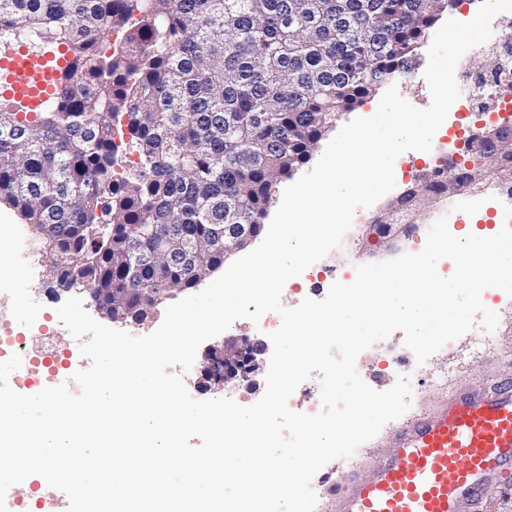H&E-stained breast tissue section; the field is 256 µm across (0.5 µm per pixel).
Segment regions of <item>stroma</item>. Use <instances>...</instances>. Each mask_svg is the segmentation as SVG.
<instances>
[{"label": "stroma", "instance_id": "stroma-1", "mask_svg": "<svg viewBox=\"0 0 512 512\" xmlns=\"http://www.w3.org/2000/svg\"><path fill=\"white\" fill-rule=\"evenodd\" d=\"M512 37V12L497 15L492 21V36L484 44L470 49L461 59L455 73L459 90H466L479 74L482 61L494 53L501 40ZM419 66L410 73L393 77L401 98L413 106L424 109L431 103V95L424 78V65L428 61V49L420 47ZM454 141L447 126H440L433 137L431 153L407 151L394 163L395 192H402L408 185L406 169L419 172L424 168L428 156L440 157L451 152ZM386 200H378L366 210V223L351 227L345 234V244L329 253L327 262L358 266L396 258L411 252L414 241L424 238L438 218H446L453 235L468 234L471 225H485L490 213L496 208L494 198L471 203L463 195L437 201L429 205L419 219V228L412 236L404 238L397 250L387 249L382 243L367 235L366 224L379 217L386 207ZM28 250L20 254L13 267L0 269V286L10 291L8 308L16 321L17 332L22 333L30 344H39L41 331L46 327H58V308L65 303V296L55 295L50 290L44 273V258L34 240H27ZM493 308L499 315L494 332L493 349L478 352L472 347L470 335L457 338L453 349H440L425 363H418L413 352L404 343L403 332L396 331L386 339L376 342L357 358L356 367L360 377L377 391L390 389L394 381L392 374L382 371L379 360L390 354L398 359L397 371L409 374L412 384L411 412L430 407L444 393L457 388H479L489 386L500 379L512 378V297L492 295ZM397 422L387 423L372 439L362 444L347 458L328 463L327 468L338 477H345L348 471H356L359 477H368L376 459L373 449L388 445L389 437L397 429Z\"/></svg>", "mask_w": 512, "mask_h": 512}]
</instances>
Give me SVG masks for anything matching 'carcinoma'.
Returning <instances> with one entry per match:
<instances>
[{"instance_id": "carcinoma-1", "label": "carcinoma", "mask_w": 512, "mask_h": 512, "mask_svg": "<svg viewBox=\"0 0 512 512\" xmlns=\"http://www.w3.org/2000/svg\"><path fill=\"white\" fill-rule=\"evenodd\" d=\"M448 0H0V53L65 46L33 116L0 97V202L36 230L50 283L110 288L114 318L195 287L259 236L277 185L387 79ZM119 31L123 39L106 46ZM138 148L126 170L125 142ZM469 179L512 178V141ZM429 201L413 192L406 215Z\"/></svg>"}]
</instances>
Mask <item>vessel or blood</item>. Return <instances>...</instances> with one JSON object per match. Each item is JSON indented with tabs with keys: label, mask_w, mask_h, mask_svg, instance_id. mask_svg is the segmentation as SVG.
<instances>
[{
	"label": "vessel or blood",
	"mask_w": 512,
	"mask_h": 512,
	"mask_svg": "<svg viewBox=\"0 0 512 512\" xmlns=\"http://www.w3.org/2000/svg\"><path fill=\"white\" fill-rule=\"evenodd\" d=\"M12 94L32 107L55 91L56 69L15 56ZM364 480L332 488L334 512H479L486 484L512 469V379L454 391L399 427Z\"/></svg>",
	"instance_id": "obj_1"
}]
</instances>
